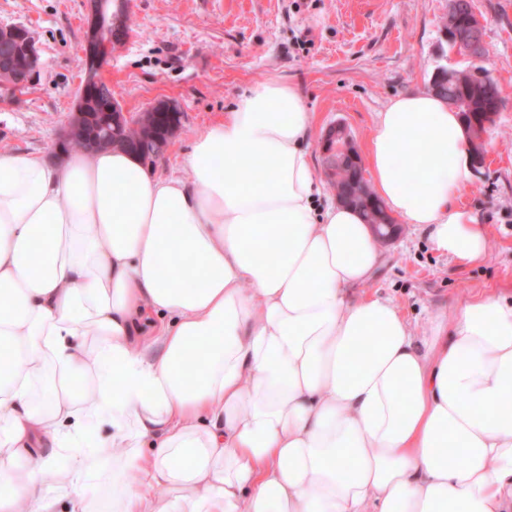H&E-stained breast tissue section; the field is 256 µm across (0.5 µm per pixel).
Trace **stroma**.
Returning <instances> with one entry per match:
<instances>
[{"instance_id": "stroma-1", "label": "stroma", "mask_w": 512, "mask_h": 512, "mask_svg": "<svg viewBox=\"0 0 512 512\" xmlns=\"http://www.w3.org/2000/svg\"><path fill=\"white\" fill-rule=\"evenodd\" d=\"M473 4L486 22L484 66L501 107L486 134L488 163L458 202L485 224L487 253L479 264L458 266L404 223L360 288L389 296L418 336L473 292L512 294V0ZM128 12L130 31L102 77L124 111L161 100L178 105L176 135L146 162L155 175L181 169L198 133L268 77L295 85L312 112L307 148L318 163L330 125L344 123L365 150L391 99L427 90L437 68L471 65L444 40L448 0H128ZM84 14L85 0H0V27L30 26L39 47L33 85L0 84V149L36 155L61 143L82 78Z\"/></svg>"}]
</instances>
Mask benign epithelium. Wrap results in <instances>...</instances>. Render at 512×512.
Returning a JSON list of instances; mask_svg holds the SVG:
<instances>
[{"label": "benign epithelium", "instance_id": "7a95c632", "mask_svg": "<svg viewBox=\"0 0 512 512\" xmlns=\"http://www.w3.org/2000/svg\"><path fill=\"white\" fill-rule=\"evenodd\" d=\"M456 9L455 3H449L448 27L443 29V36L453 54L477 62V65L470 69V73L474 86L480 88L489 79L485 68L479 65L487 55L483 36L485 20L473 10L470 12L467 26L458 29L453 26V15ZM126 11L125 0H86L80 55L83 77L70 121L63 133V140L80 138L91 151L121 140L125 123L133 119V116L125 112L113 99L101 102L102 111L97 113L95 118L85 112L89 94L100 86L102 72L111 59L112 53L118 45L123 43V40L114 36V32L121 27ZM37 60L38 52L30 35L24 33L18 26L0 29V63L6 66L13 86H21L29 81V71L37 64ZM451 78L452 71L445 67L438 69L431 79L430 92L439 97L442 96ZM499 111L500 108L494 107L486 114L485 120L480 123L474 121L465 127L469 158L476 169L486 166L488 151L485 143V129L490 126L491 120L496 118ZM320 148L323 156L336 158V166H327L324 169L325 175L330 178L336 176L338 166L347 160L361 164L353 138L342 123H336L326 129L320 141ZM371 228L378 241L388 243L398 235L400 224L392 216L389 218L379 216L371 224Z\"/></svg>", "mask_w": 512, "mask_h": 512}]
</instances>
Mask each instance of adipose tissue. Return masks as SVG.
<instances>
[{
	"instance_id": "ef3b65f1",
	"label": "adipose tissue",
	"mask_w": 512,
	"mask_h": 512,
	"mask_svg": "<svg viewBox=\"0 0 512 512\" xmlns=\"http://www.w3.org/2000/svg\"><path fill=\"white\" fill-rule=\"evenodd\" d=\"M311 130L270 78L180 173L0 151V512H101L107 447L112 512H512V298L471 295L419 337L354 296L382 255L323 200ZM466 153L459 113L406 93L366 162L390 214L473 265Z\"/></svg>"
}]
</instances>
